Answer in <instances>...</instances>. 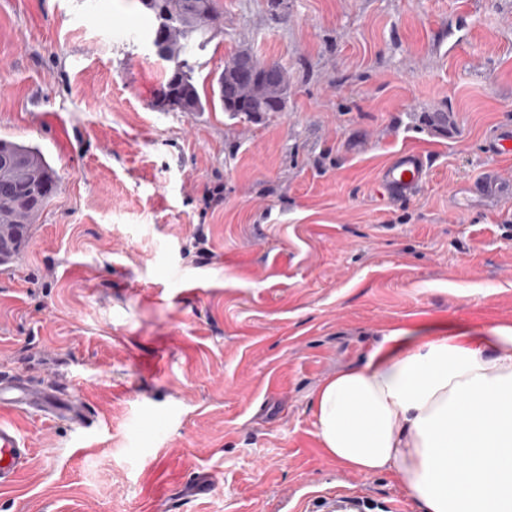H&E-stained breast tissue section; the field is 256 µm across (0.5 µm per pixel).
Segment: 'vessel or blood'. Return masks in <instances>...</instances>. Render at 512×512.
Wrapping results in <instances>:
<instances>
[{
  "instance_id": "obj_1",
  "label": "vessel or blood",
  "mask_w": 512,
  "mask_h": 512,
  "mask_svg": "<svg viewBox=\"0 0 512 512\" xmlns=\"http://www.w3.org/2000/svg\"><path fill=\"white\" fill-rule=\"evenodd\" d=\"M487 154L495 158L512 156V126H503L487 140ZM427 171V159L419 151H398L377 177L376 188L392 199H407L421 189ZM473 193L490 204L512 198V181L505 179L497 168H487L471 187ZM28 408L43 415L79 425L87 423V409L69 388L44 382H34L14 371L0 370V410ZM30 454L15 424L0 419V488L14 485Z\"/></svg>"
}]
</instances>
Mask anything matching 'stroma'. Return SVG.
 I'll use <instances>...</instances> for the list:
<instances>
[{"label": "stroma", "mask_w": 512, "mask_h": 512, "mask_svg": "<svg viewBox=\"0 0 512 512\" xmlns=\"http://www.w3.org/2000/svg\"><path fill=\"white\" fill-rule=\"evenodd\" d=\"M214 7L200 92L248 49L286 71L283 111L153 108L166 63L139 0H0V139L58 175L0 266V368L92 414L11 412L31 455L0 512H315L339 487L415 512L391 474L324 454L317 386L395 328L512 324V200L462 190L492 164L512 180L484 150L512 125V0ZM403 148L424 185L384 199ZM426 171L427 158L421 152L400 150L380 170L376 180L377 192L392 199L410 198L423 186Z\"/></svg>", "instance_id": "obj_1"}]
</instances>
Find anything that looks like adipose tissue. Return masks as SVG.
Here are the masks:
<instances>
[{
    "label": "adipose tissue",
    "mask_w": 512,
    "mask_h": 512,
    "mask_svg": "<svg viewBox=\"0 0 512 512\" xmlns=\"http://www.w3.org/2000/svg\"><path fill=\"white\" fill-rule=\"evenodd\" d=\"M314 407L338 465L393 473L420 512H512V324L392 330L321 383Z\"/></svg>",
    "instance_id": "obj_1"
}]
</instances>
